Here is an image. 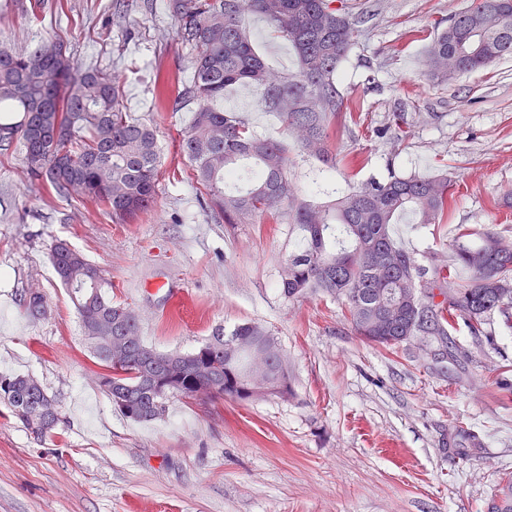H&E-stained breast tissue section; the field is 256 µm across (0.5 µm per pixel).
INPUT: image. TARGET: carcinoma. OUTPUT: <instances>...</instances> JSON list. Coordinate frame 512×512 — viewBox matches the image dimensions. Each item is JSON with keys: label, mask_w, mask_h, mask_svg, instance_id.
<instances>
[{"label": "carcinoma", "mask_w": 512, "mask_h": 512, "mask_svg": "<svg viewBox=\"0 0 512 512\" xmlns=\"http://www.w3.org/2000/svg\"><path fill=\"white\" fill-rule=\"evenodd\" d=\"M176 35L194 52V73L173 108L191 106L181 150L214 217L226 224L255 218L277 224L292 214L302 246L288 256L279 278L286 298L323 293L340 301L346 319L366 342L392 348L414 339L438 343L453 354L452 332L460 323L484 333L494 313L512 324V239L466 224L453 229V259L436 254L422 264L398 245L392 225L410 215L416 224H442L453 203L448 177L391 175L367 180L323 205L300 200L288 178V140L258 136L238 115L216 108L224 89L253 84L261 104L280 113L284 131L302 151L329 168V128L341 105L336 74L353 41L354 22L335 0H169ZM49 0H29L32 21L52 10ZM265 19L293 49L297 70L284 75L256 52L242 17ZM60 40L21 50L0 49V150L22 155L31 178L55 194L103 209L119 221L134 219L156 203L160 155L156 134L124 111L121 86L112 73L61 59ZM512 54V0H472L451 17L427 49V68L442 81L490 67ZM405 114L393 113L383 129L401 140ZM54 272L70 293L93 362L111 387L110 399L139 405L130 420H151L150 379L163 354L139 336L133 311L117 313L112 282L65 241L50 253ZM45 296L24 304L37 318ZM210 363L193 352L177 354L174 369L184 385L170 395L194 399L191 384L224 388L215 398L239 402L280 398L290 391L288 360L269 330L246 322L230 335L218 327L207 339ZM168 395V396H170ZM168 396L158 398L166 406ZM0 401L35 439L60 421L55 400L25 375L0 376ZM487 512H512V478L505 480Z\"/></svg>", "instance_id": "1"}]
</instances>
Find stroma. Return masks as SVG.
I'll return each mask as SVG.
<instances>
[{
    "mask_svg": "<svg viewBox=\"0 0 512 512\" xmlns=\"http://www.w3.org/2000/svg\"><path fill=\"white\" fill-rule=\"evenodd\" d=\"M116 0H68L29 21L0 0V46L61 39L82 64L111 70L132 116L154 126L157 202L127 224L31 179L16 152L0 154V373L28 374L62 414L54 436L34 440L0 403V512H487L512 476V327L494 314L481 336L458 326L457 362L441 368L433 343L391 352L357 336L323 295L285 298L281 267L300 243L292 218L224 224L203 211L180 149L188 109L155 104L192 71L166 0L115 16ZM354 44L338 71L342 105L330 148L336 169L289 147L301 199L327 200L390 174L447 175L455 202L439 225L398 224L406 248L451 256V229L470 224L512 237V55L452 82L424 74V49L470 0H343ZM243 24L265 63L296 69L267 23ZM260 92L235 86L224 110L262 137H283ZM409 133L383 136L391 113ZM64 240L102 269L112 301L139 317L145 342L188 352L211 335L254 321L288 359V399L207 404L171 398L148 424L117 412L97 378L76 308L49 249ZM45 295L29 318L28 293Z\"/></svg>",
    "mask_w": 512,
    "mask_h": 512,
    "instance_id": "35a3bbf8",
    "label": "stroma"
}]
</instances>
